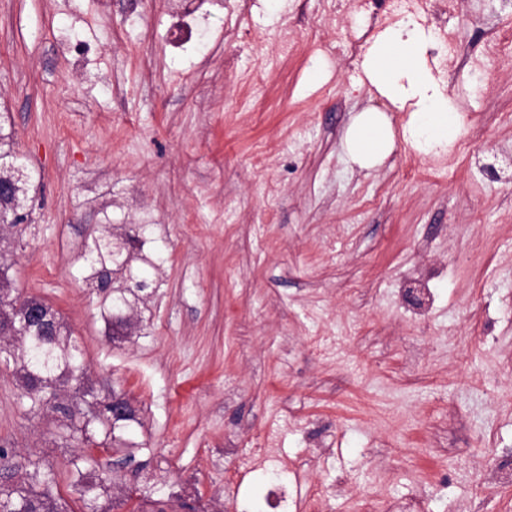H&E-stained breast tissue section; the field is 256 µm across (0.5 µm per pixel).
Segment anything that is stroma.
<instances>
[{"instance_id":"stroma-1","label":"stroma","mask_w":512,"mask_h":512,"mask_svg":"<svg viewBox=\"0 0 512 512\" xmlns=\"http://www.w3.org/2000/svg\"><path fill=\"white\" fill-rule=\"evenodd\" d=\"M469 57L512 0H458ZM354 0H250L237 26L164 56L175 0H0V123L11 127L31 223L8 285L60 314L85 384L124 392L135 448L103 455L130 512H272L258 448L310 463L324 512H512V56L484 70L440 54L462 116L447 156L404 142L362 170L353 115L407 112L361 86V56L311 83L316 42L350 41ZM289 30L287 56L252 53ZM89 47L76 58L66 44ZM497 178H488L486 166ZM145 224L162 262L136 331L106 336L81 280L104 216ZM0 365V444L52 464L68 512L72 445L32 416Z\"/></svg>"}]
</instances>
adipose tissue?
I'll use <instances>...</instances> for the list:
<instances>
[{"instance_id": "ef3b65f1", "label": "adipose tissue", "mask_w": 512, "mask_h": 512, "mask_svg": "<svg viewBox=\"0 0 512 512\" xmlns=\"http://www.w3.org/2000/svg\"><path fill=\"white\" fill-rule=\"evenodd\" d=\"M436 42L434 30L411 15L373 39L361 63L364 76L392 108L408 110L409 115L397 131L387 113H357L343 141L349 162L367 170L374 168L400 140L428 156L454 150L460 138V116L428 62V52Z\"/></svg>"}]
</instances>
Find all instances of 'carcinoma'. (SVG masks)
<instances>
[{
  "label": "carcinoma",
  "mask_w": 512,
  "mask_h": 512,
  "mask_svg": "<svg viewBox=\"0 0 512 512\" xmlns=\"http://www.w3.org/2000/svg\"><path fill=\"white\" fill-rule=\"evenodd\" d=\"M18 162L13 132L0 124V166ZM27 215L11 206V199L0 196V232L21 234ZM147 225L136 224L124 235L116 231L110 217L97 225L85 244L83 280L98 295V314L112 339L128 336L129 320L138 304L144 302L150 278L157 269L154 259L144 253L148 242ZM34 297L17 295L0 298V319L14 317L18 345H1L7 335L0 334V363L21 377L26 412L37 415L49 408L55 414L56 433L66 442L93 443L120 451L136 447L132 436L142 426L135 408L121 416L112 414V404L124 395L111 391L82 407L86 368L82 350L64 326L54 332L41 325L21 326V310ZM75 386L77 395L61 393L67 385ZM70 486L79 494L82 512H105L99 501L112 497L113 512L127 504L130 496L111 494L116 483L100 470L98 459L79 448L67 460ZM0 512H67L61 503L53 467L41 457H18L7 445H0Z\"/></svg>",
  "instance_id": "1"
}]
</instances>
